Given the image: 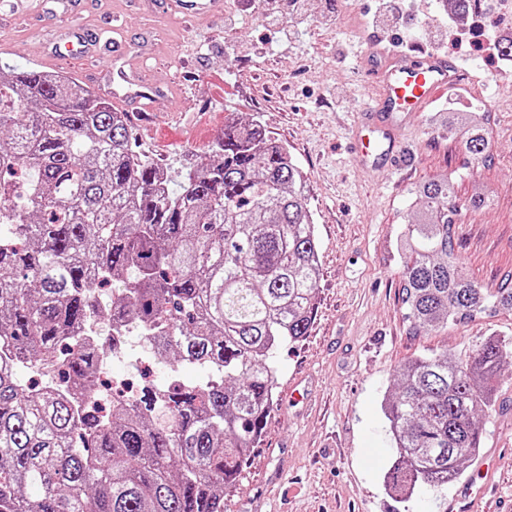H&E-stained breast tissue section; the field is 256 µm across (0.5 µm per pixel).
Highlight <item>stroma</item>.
Returning a JSON list of instances; mask_svg holds the SVG:
<instances>
[{
  "mask_svg": "<svg viewBox=\"0 0 512 512\" xmlns=\"http://www.w3.org/2000/svg\"><path fill=\"white\" fill-rule=\"evenodd\" d=\"M224 0L218 16L186 25L160 0H74L52 12L31 0L23 20L0 34V67L79 77L83 61L48 57L67 27L100 46L103 76L128 65L159 87L140 126L128 112L133 150L169 172L207 161L233 122L260 124L302 169L319 240L320 275L308 336L275 353L278 384L262 435L224 512H443L444 495L418 489L395 501L384 483L394 460L382 401L397 392L398 368L418 356L468 355L486 337L512 339V312L481 314L437 331L413 327L402 304V243L419 206L417 186L436 175L454 185L455 252L485 291L512 273V112L494 95L506 73L491 39L512 17L489 16L469 39L445 0ZM379 55L434 51L459 59L475 78L461 100L440 98L407 118L402 140L415 161L403 173L366 169L350 149L351 114L375 87L362 66ZM491 144L483 161L461 141L466 117ZM480 452L463 465L477 480L495 465L497 493L475 512H512V364L501 372L495 408L482 416Z\"/></svg>",
  "mask_w": 512,
  "mask_h": 512,
  "instance_id": "stroma-1",
  "label": "stroma"
}]
</instances>
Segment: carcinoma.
I'll return each instance as SVG.
<instances>
[{
	"mask_svg": "<svg viewBox=\"0 0 512 512\" xmlns=\"http://www.w3.org/2000/svg\"><path fill=\"white\" fill-rule=\"evenodd\" d=\"M464 150L490 153L470 128ZM403 249V304L435 330L512 310V274L477 288L455 254L444 176L421 184ZM319 242L302 171L255 123L224 128L209 163L177 174L133 153L124 113L74 79L0 69V512H224L272 408L273 349L306 336ZM136 331L171 379L95 404L109 337ZM64 389L22 381L55 356ZM512 350L400 366L384 403L405 502L456 482L480 446Z\"/></svg>",
	"mask_w": 512,
	"mask_h": 512,
	"instance_id": "cac0c4a2",
	"label": "carcinoma"
}]
</instances>
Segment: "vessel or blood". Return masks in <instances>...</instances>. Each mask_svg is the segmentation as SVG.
I'll use <instances>...</instances> for the list:
<instances>
[{
    "mask_svg": "<svg viewBox=\"0 0 512 512\" xmlns=\"http://www.w3.org/2000/svg\"><path fill=\"white\" fill-rule=\"evenodd\" d=\"M166 6L192 19L202 11L222 10L223 0H165ZM368 72L376 94L354 115L352 135L368 164L395 165L401 158L398 131L403 117L425 111L441 93L466 89L464 66L435 52H400L383 59H371ZM110 94L116 101H140L149 88L116 70L109 79Z\"/></svg>",
    "mask_w": 512,
    "mask_h": 512,
    "instance_id": "b4317fda",
    "label": "vessel or blood"
}]
</instances>
